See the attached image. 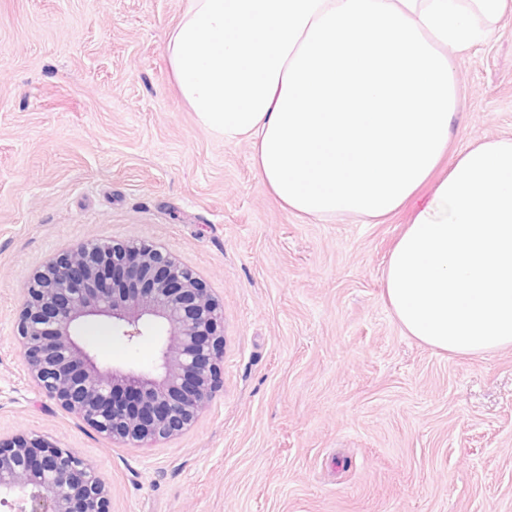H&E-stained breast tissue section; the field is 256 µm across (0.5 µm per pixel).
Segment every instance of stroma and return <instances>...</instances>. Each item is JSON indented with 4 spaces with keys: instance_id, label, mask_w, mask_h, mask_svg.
<instances>
[{
    "instance_id": "35a3bbf8",
    "label": "stroma",
    "mask_w": 512,
    "mask_h": 512,
    "mask_svg": "<svg viewBox=\"0 0 512 512\" xmlns=\"http://www.w3.org/2000/svg\"><path fill=\"white\" fill-rule=\"evenodd\" d=\"M184 0H0V434L91 461L110 512H512V347L450 356L407 336L383 273L410 218L310 222L249 142L201 128L164 47ZM449 154L512 137V17L448 48ZM142 240L224 304L223 383L151 448L103 439L32 384L27 278L91 239ZM79 334L103 368L155 371L167 332Z\"/></svg>"
}]
</instances>
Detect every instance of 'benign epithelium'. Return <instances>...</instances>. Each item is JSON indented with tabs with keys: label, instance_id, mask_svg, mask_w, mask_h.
<instances>
[{
	"label": "benign epithelium",
	"instance_id": "7a95c632",
	"mask_svg": "<svg viewBox=\"0 0 512 512\" xmlns=\"http://www.w3.org/2000/svg\"><path fill=\"white\" fill-rule=\"evenodd\" d=\"M91 317L130 341L165 327L161 374L99 367L75 339ZM17 340L41 392L102 438L151 448L190 429L220 384L224 309L155 244L88 240L27 280ZM10 498L16 512H110V488L88 460L26 432L0 436V504Z\"/></svg>",
	"mask_w": 512,
	"mask_h": 512
}]
</instances>
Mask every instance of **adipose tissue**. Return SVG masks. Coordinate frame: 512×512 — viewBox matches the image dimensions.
<instances>
[{
	"instance_id": "obj_1",
	"label": "adipose tissue",
	"mask_w": 512,
	"mask_h": 512,
	"mask_svg": "<svg viewBox=\"0 0 512 512\" xmlns=\"http://www.w3.org/2000/svg\"><path fill=\"white\" fill-rule=\"evenodd\" d=\"M508 14L512 0H185L165 43L197 123L250 141L283 209L378 224L413 204L387 301L406 335L464 357L512 347V138L449 157L445 50Z\"/></svg>"
}]
</instances>
